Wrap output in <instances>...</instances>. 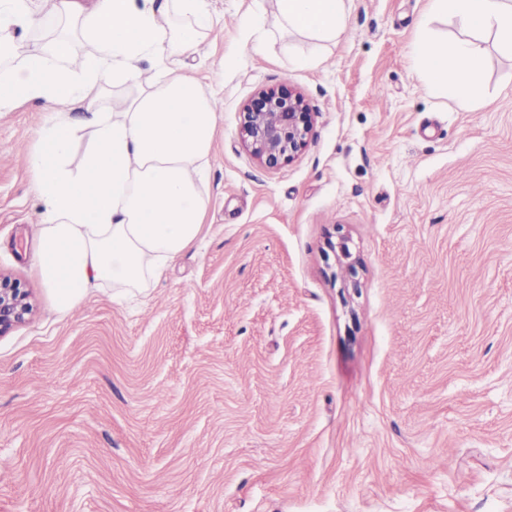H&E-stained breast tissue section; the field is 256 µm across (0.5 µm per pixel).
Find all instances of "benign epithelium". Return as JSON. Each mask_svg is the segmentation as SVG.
I'll use <instances>...</instances> for the list:
<instances>
[{"label": "benign epithelium", "instance_id": "obj_1", "mask_svg": "<svg viewBox=\"0 0 512 512\" xmlns=\"http://www.w3.org/2000/svg\"><path fill=\"white\" fill-rule=\"evenodd\" d=\"M312 125L305 98L287 85L253 94L239 112L243 143L270 169L292 162L305 149ZM31 312L28 293L0 275V335L25 322Z\"/></svg>", "mask_w": 512, "mask_h": 512}]
</instances>
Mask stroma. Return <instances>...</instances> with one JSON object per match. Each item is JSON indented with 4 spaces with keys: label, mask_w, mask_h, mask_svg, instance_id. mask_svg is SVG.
Wrapping results in <instances>:
<instances>
[{
    "label": "stroma",
    "mask_w": 512,
    "mask_h": 512,
    "mask_svg": "<svg viewBox=\"0 0 512 512\" xmlns=\"http://www.w3.org/2000/svg\"><path fill=\"white\" fill-rule=\"evenodd\" d=\"M209 4L203 239L145 294L56 312L28 162L47 114L0 112V274L33 306L0 335V512H512V52L486 38L464 108L414 68L428 0H351L336 43L262 53L251 0ZM282 85L313 128L271 170L238 114ZM252 7L241 16L239 24L243 29L245 43H251L255 51H263L270 40V33L263 24V1L251 0Z\"/></svg>",
    "instance_id": "1"
}]
</instances>
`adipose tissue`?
<instances>
[{"mask_svg": "<svg viewBox=\"0 0 512 512\" xmlns=\"http://www.w3.org/2000/svg\"><path fill=\"white\" fill-rule=\"evenodd\" d=\"M430 2V18H453L462 34L423 37L418 70L470 103L485 68L478 36L494 34L512 52V0ZM277 9L282 27L333 43L346 31L349 0H277ZM49 23L57 36L21 54L16 30ZM210 27L209 0H55L47 15L36 0H0V112L38 101L52 114L29 164L44 205L38 271L57 312L105 283L118 295L145 292L200 241L216 95L184 61ZM77 42L87 53L75 55Z\"/></svg>", "mask_w": 512, "mask_h": 512, "instance_id": "ef3b65f1", "label": "adipose tissue"}]
</instances>
